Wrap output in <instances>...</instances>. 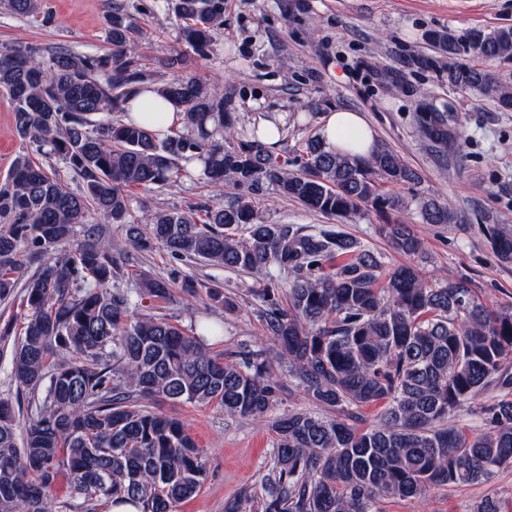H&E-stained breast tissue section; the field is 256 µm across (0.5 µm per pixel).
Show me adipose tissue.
Returning a JSON list of instances; mask_svg holds the SVG:
<instances>
[{
  "mask_svg": "<svg viewBox=\"0 0 512 512\" xmlns=\"http://www.w3.org/2000/svg\"><path fill=\"white\" fill-rule=\"evenodd\" d=\"M127 115L160 133L181 121L180 114L171 104L145 90L130 99ZM319 136L325 149L335 153L366 158L377 147L375 131L360 112L336 109L323 115Z\"/></svg>",
  "mask_w": 512,
  "mask_h": 512,
  "instance_id": "adipose-tissue-1",
  "label": "adipose tissue"
}]
</instances>
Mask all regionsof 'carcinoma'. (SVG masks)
Returning a JSON list of instances; mask_svg holds the SVG:
<instances>
[{"label":"carcinoma","mask_w":512,"mask_h":512,"mask_svg":"<svg viewBox=\"0 0 512 512\" xmlns=\"http://www.w3.org/2000/svg\"><path fill=\"white\" fill-rule=\"evenodd\" d=\"M20 16L40 0H7ZM179 38L200 55L224 26V0H178ZM109 50L82 55L59 48L44 59L31 48H0V91L15 128L33 152L19 155L0 181V299L38 262L24 286L21 337L11 347L17 390L35 407L20 426L0 397V512H60L54 487L66 478L84 512L116 498L141 512H174L206 475L204 450L157 401L216 403L224 414L269 423L276 435L264 512H378L384 499H425L463 484H488L512 467V308L482 301L466 278L440 282L418 265L389 268L383 256L333 229L302 232L267 224L256 202L273 187L306 209L347 218L363 203L382 214L408 207L384 185L415 183L416 171L379 146L367 159L324 149L316 137L283 158L257 131L241 137L224 92L198 76L149 80L136 28L114 13ZM433 44L453 58L512 57V28ZM448 83L512 110V86L490 72L448 68ZM146 85L184 116L185 132L162 136L132 120H112ZM419 135L449 147L458 120L439 108L416 112ZM57 156L79 181L34 161ZM202 167L206 182L230 186L232 199L194 212L135 215L130 190L145 191ZM425 224H456L436 198L419 200ZM122 228L114 238L108 225ZM391 247L425 259L408 224L381 225ZM497 258L512 263V231L488 228ZM83 241L70 247L77 235ZM159 245L256 276L247 289L270 350L307 399L325 414H268L284 385L257 351L224 356L205 337L147 312L174 297L175 278L128 272L131 250ZM127 286H122V283ZM383 405L376 424L361 410ZM467 409L476 424L448 425Z\"/></svg>","instance_id":"cac0c4a2"}]
</instances>
